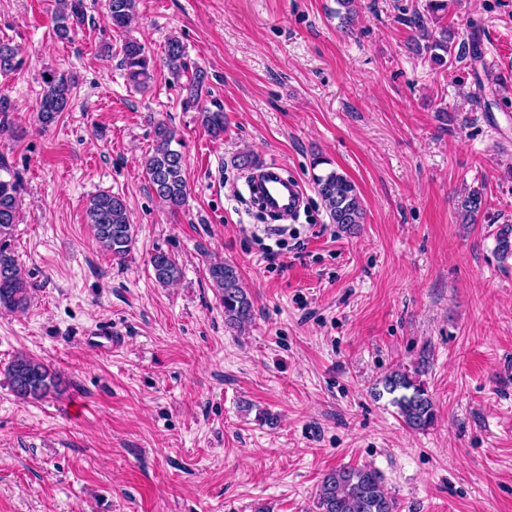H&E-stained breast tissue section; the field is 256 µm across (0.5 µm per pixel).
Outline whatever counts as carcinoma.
I'll list each match as a JSON object with an SVG mask.
<instances>
[{"mask_svg": "<svg viewBox=\"0 0 512 512\" xmlns=\"http://www.w3.org/2000/svg\"><path fill=\"white\" fill-rule=\"evenodd\" d=\"M137 0H108V19L115 29H124L136 12ZM445 0H425L405 18L406 24L417 33L415 51L426 54L433 66L446 67L452 59L454 34L442 27L438 33L430 29V22L446 10ZM84 19L83 0H63L55 15L53 32L60 40L71 39V34ZM121 66L129 82L136 86L146 83L154 62L138 41L129 39L122 45ZM182 42L172 37L165 47L163 63L174 74L186 69ZM24 64L22 49L9 41H0V73L14 72ZM205 81V73L196 71L186 91V102L193 105ZM74 83L60 75L45 80L37 118L47 126L72 104ZM13 100L0 93V134L9 131L12 124ZM201 121L208 133L219 138L224 135V112L205 110ZM176 131L164 123L154 127V144L145 157L144 170L154 194L174 214L183 210L187 202V183L184 158L177 146ZM313 183L329 213L331 222L346 231H352L364 220V208L356 185L345 175L331 170L313 175ZM22 181L18 173L0 162V308L21 310L30 299V285L21 275L17 261L9 248L12 231L18 222L21 206ZM462 223L472 224L485 208V198L478 189L465 195L460 203ZM87 223L98 243L122 263L131 251L132 224L124 199L118 194L102 192L86 203ZM496 253L503 262L512 259V224L502 225L496 232ZM153 276L161 285H169L181 278L177 261L168 253L157 251L150 258ZM208 280L224 307V323L243 329L254 318V302L244 287L239 267L229 261H216L207 266ZM406 371H392L380 380L383 391L391 396V403L403 423L415 432L432 427L436 412L431 395L423 381ZM12 391L23 399H39L55 386L54 377L41 362L27 355H19L8 369ZM399 505L387 491L382 474L370 467H339L325 475L316 497V512H398Z\"/></svg>", "mask_w": 512, "mask_h": 512, "instance_id": "obj_1", "label": "carcinoma"}]
</instances>
